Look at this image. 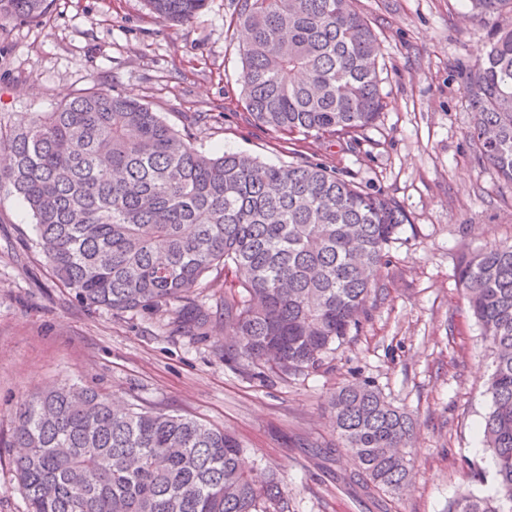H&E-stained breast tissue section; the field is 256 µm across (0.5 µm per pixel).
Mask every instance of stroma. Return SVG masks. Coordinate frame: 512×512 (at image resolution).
Masks as SVG:
<instances>
[{
    "instance_id": "1",
    "label": "stroma",
    "mask_w": 512,
    "mask_h": 512,
    "mask_svg": "<svg viewBox=\"0 0 512 512\" xmlns=\"http://www.w3.org/2000/svg\"><path fill=\"white\" fill-rule=\"evenodd\" d=\"M379 43L386 107L349 142L295 141L256 127L241 99L235 0H208L182 27L144 0H52L39 23L0 31V126L95 87L147 103L212 154L303 158L396 200L409 222L386 249L368 316L320 367L263 377L224 358V327L171 332L159 316L90 310L53 277L23 200L0 196V512H26L9 448L18 403L70 380L112 398L224 429L273 469L288 512H448L462 490L495 494L482 442L492 357L456 271L463 254L512 242V183L478 159L465 79L491 27L462 0H355ZM367 380L415 422L413 479L387 508L330 452L325 410Z\"/></svg>"
}]
</instances>
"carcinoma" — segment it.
I'll return each mask as SVG.
<instances>
[{"label": "carcinoma", "mask_w": 512, "mask_h": 512, "mask_svg": "<svg viewBox=\"0 0 512 512\" xmlns=\"http://www.w3.org/2000/svg\"><path fill=\"white\" fill-rule=\"evenodd\" d=\"M195 19L206 0H146ZM494 22L512 0H469ZM47 0H0V28L42 21ZM244 102L254 124L355 139L384 107L377 37L353 0H239ZM479 158L512 182V27L495 30L465 84ZM0 194L23 199L54 277L88 308L150 313L192 336L224 323V359L289 376L318 367L358 328L386 247L407 214L321 164L199 151L139 100L88 89L0 127ZM224 269V296H196ZM492 349L483 438L498 495L460 493L448 512H512V243L457 272ZM336 444L374 498L410 480L413 422L368 381L328 399ZM8 447L27 512H284L275 474L197 419L123 406L90 385L20 402Z\"/></svg>", "instance_id": "1"}]
</instances>
